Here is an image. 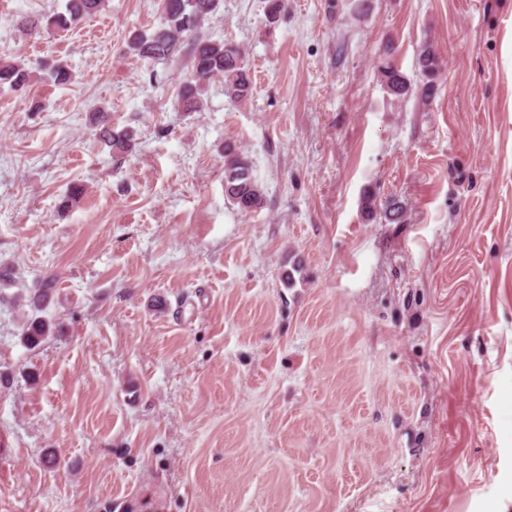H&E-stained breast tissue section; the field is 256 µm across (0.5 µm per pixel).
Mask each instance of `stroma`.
Segmentation results:
<instances>
[{
    "label": "stroma",
    "mask_w": 512,
    "mask_h": 512,
    "mask_svg": "<svg viewBox=\"0 0 512 512\" xmlns=\"http://www.w3.org/2000/svg\"><path fill=\"white\" fill-rule=\"evenodd\" d=\"M5 2L30 79L0 89V512H512V0H287L271 25L222 0L201 33L252 94L216 79L198 112L189 54L128 52L158 0L36 34L17 19L67 0ZM228 142L257 210L225 196ZM384 77L385 85L392 94L396 96H405L411 89V84L403 74L395 67L386 64L381 71Z\"/></svg>",
    "instance_id": "1"
}]
</instances>
